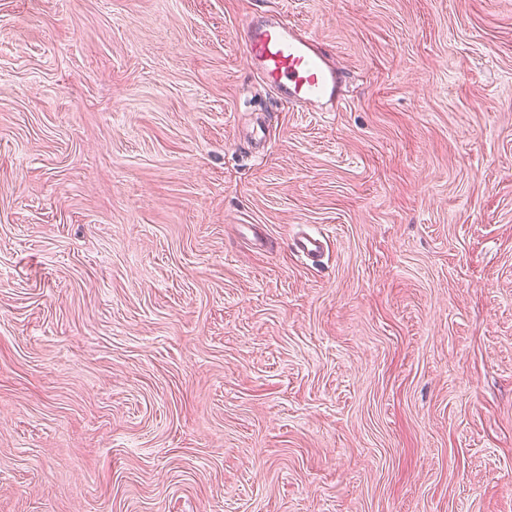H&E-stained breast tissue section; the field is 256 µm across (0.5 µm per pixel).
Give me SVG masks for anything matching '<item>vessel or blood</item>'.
<instances>
[{"label": "vessel or blood", "instance_id": "b4317fda", "mask_svg": "<svg viewBox=\"0 0 512 512\" xmlns=\"http://www.w3.org/2000/svg\"><path fill=\"white\" fill-rule=\"evenodd\" d=\"M242 31L251 68L282 100L305 112L322 111L339 100L344 74L304 28L275 13L247 19Z\"/></svg>", "mask_w": 512, "mask_h": 512}]
</instances>
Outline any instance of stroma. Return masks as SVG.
<instances>
[{
	"instance_id": "stroma-1",
	"label": "stroma",
	"mask_w": 512,
	"mask_h": 512,
	"mask_svg": "<svg viewBox=\"0 0 512 512\" xmlns=\"http://www.w3.org/2000/svg\"><path fill=\"white\" fill-rule=\"evenodd\" d=\"M0 512H512V0H0ZM242 31L251 68L282 100L304 112H324L339 100L345 76L304 28L275 13L247 19Z\"/></svg>"
}]
</instances>
